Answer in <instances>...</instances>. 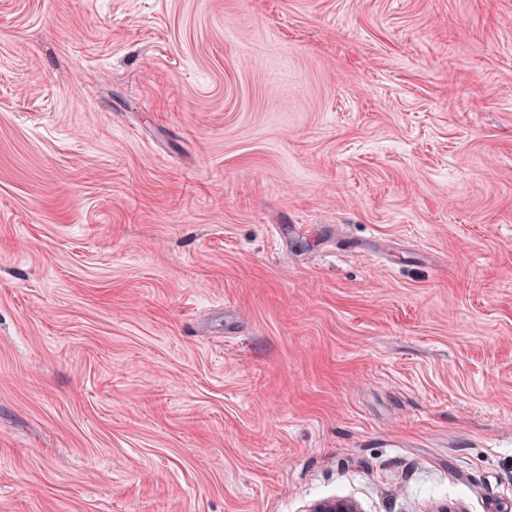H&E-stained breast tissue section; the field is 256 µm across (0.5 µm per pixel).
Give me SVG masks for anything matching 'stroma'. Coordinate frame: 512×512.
<instances>
[{"mask_svg":"<svg viewBox=\"0 0 512 512\" xmlns=\"http://www.w3.org/2000/svg\"><path fill=\"white\" fill-rule=\"evenodd\" d=\"M330 498L512 512V0H0V512Z\"/></svg>","mask_w":512,"mask_h":512,"instance_id":"stroma-1","label":"stroma"}]
</instances>
